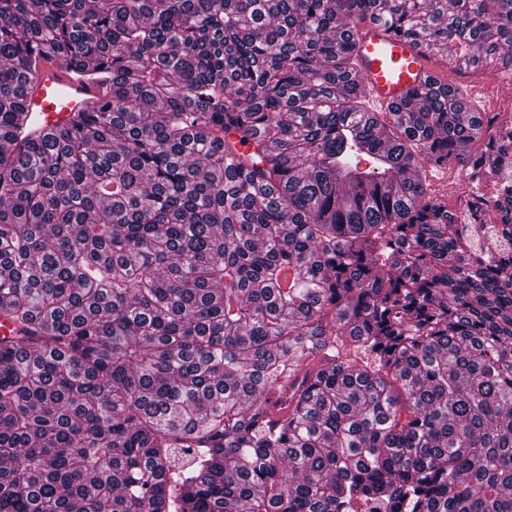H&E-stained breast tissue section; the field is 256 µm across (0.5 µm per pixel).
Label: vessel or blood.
<instances>
[{"mask_svg": "<svg viewBox=\"0 0 512 512\" xmlns=\"http://www.w3.org/2000/svg\"><path fill=\"white\" fill-rule=\"evenodd\" d=\"M357 73L372 112L392 111L412 89L437 78L429 55L370 23L357 34ZM102 95V86L48 57L28 82L25 104L32 125L49 129L67 124L73 113L90 111Z\"/></svg>", "mask_w": 512, "mask_h": 512, "instance_id": "obj_1", "label": "vessel or blood"}]
</instances>
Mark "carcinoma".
I'll return each mask as SVG.
<instances>
[{"label":"carcinoma","instance_id":"obj_1","mask_svg":"<svg viewBox=\"0 0 512 512\" xmlns=\"http://www.w3.org/2000/svg\"><path fill=\"white\" fill-rule=\"evenodd\" d=\"M365 22L512 65V0H0V512H512V238L420 176L504 123L365 111ZM47 55L105 96L18 137Z\"/></svg>","mask_w":512,"mask_h":512}]
</instances>
